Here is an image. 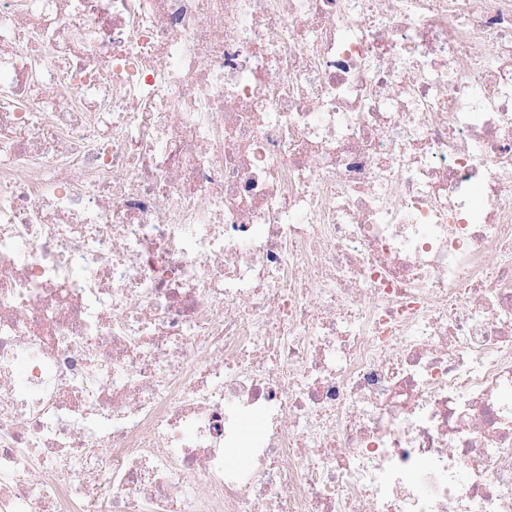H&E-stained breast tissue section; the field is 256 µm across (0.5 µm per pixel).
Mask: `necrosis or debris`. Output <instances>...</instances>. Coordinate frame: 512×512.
I'll return each instance as SVG.
<instances>
[{
	"mask_svg": "<svg viewBox=\"0 0 512 512\" xmlns=\"http://www.w3.org/2000/svg\"><path fill=\"white\" fill-rule=\"evenodd\" d=\"M0 512H512V0H0Z\"/></svg>",
	"mask_w": 512,
	"mask_h": 512,
	"instance_id": "obj_1",
	"label": "necrosis or debris"
}]
</instances>
